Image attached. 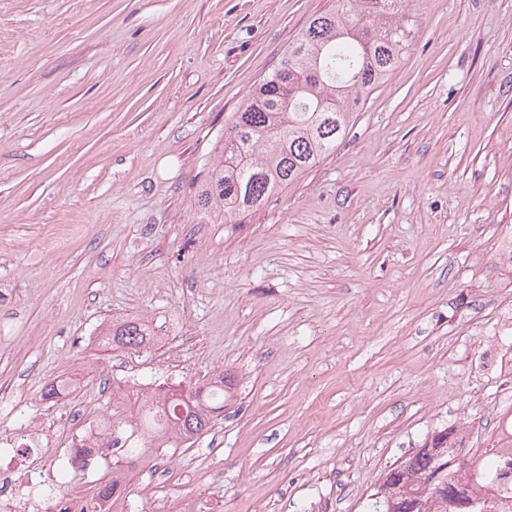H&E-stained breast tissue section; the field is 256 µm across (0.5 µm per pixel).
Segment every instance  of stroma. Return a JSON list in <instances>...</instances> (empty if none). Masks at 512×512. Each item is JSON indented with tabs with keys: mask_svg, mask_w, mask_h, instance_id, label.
Here are the masks:
<instances>
[{
	"mask_svg": "<svg viewBox=\"0 0 512 512\" xmlns=\"http://www.w3.org/2000/svg\"><path fill=\"white\" fill-rule=\"evenodd\" d=\"M334 0H0V418L24 465L127 431L109 380L235 382L111 512H365L446 427L512 416V0H410L409 47L348 136L260 208L196 192L224 122ZM158 342L98 347L112 320ZM66 391L45 398L46 387ZM111 450L47 490L86 500Z\"/></svg>",
	"mask_w": 512,
	"mask_h": 512,
	"instance_id": "1",
	"label": "stroma"
}]
</instances>
